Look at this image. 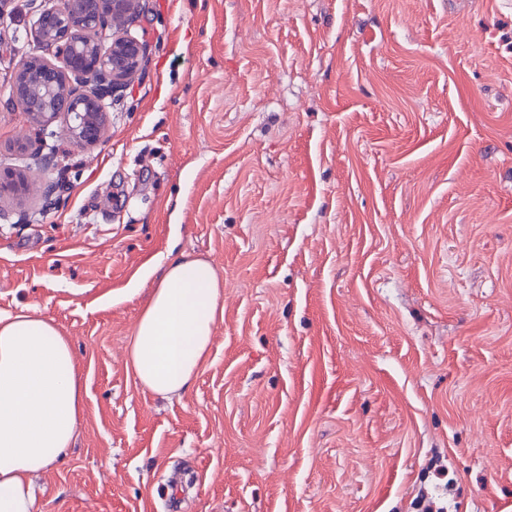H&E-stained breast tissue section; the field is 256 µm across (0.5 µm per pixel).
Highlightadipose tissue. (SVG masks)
<instances>
[{
  "label": "adipose tissue",
  "mask_w": 512,
  "mask_h": 512,
  "mask_svg": "<svg viewBox=\"0 0 512 512\" xmlns=\"http://www.w3.org/2000/svg\"><path fill=\"white\" fill-rule=\"evenodd\" d=\"M156 265L126 366L144 391L170 399L189 390L209 354L224 282L212 263L185 253ZM83 412L69 337L34 308L0 314V512H34V479L73 448Z\"/></svg>",
  "instance_id": "1"
}]
</instances>
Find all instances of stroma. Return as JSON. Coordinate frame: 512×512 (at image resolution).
I'll list each match as a JSON object with an SVG mask.
<instances>
[{"mask_svg":"<svg viewBox=\"0 0 512 512\" xmlns=\"http://www.w3.org/2000/svg\"><path fill=\"white\" fill-rule=\"evenodd\" d=\"M41 0L0 16L4 90ZM147 59L51 199L0 200V313L36 307L86 379L36 512H512V7L140 0ZM224 280L182 397L125 362L170 246Z\"/></svg>","mask_w":512,"mask_h":512,"instance_id":"stroma-1","label":"stroma"}]
</instances>
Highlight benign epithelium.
Instances as JSON below:
<instances>
[{
  "label": "benign epithelium",
  "mask_w": 512,
  "mask_h": 512,
  "mask_svg": "<svg viewBox=\"0 0 512 512\" xmlns=\"http://www.w3.org/2000/svg\"><path fill=\"white\" fill-rule=\"evenodd\" d=\"M139 0H45L27 42L25 56L9 86V100L20 107L34 96L41 111L29 117L43 131L59 119L76 144H96L105 130L110 100L127 87L147 53L131 33ZM124 21L115 31L116 19ZM27 180L0 170V197L30 191Z\"/></svg>",
  "instance_id": "1"
}]
</instances>
